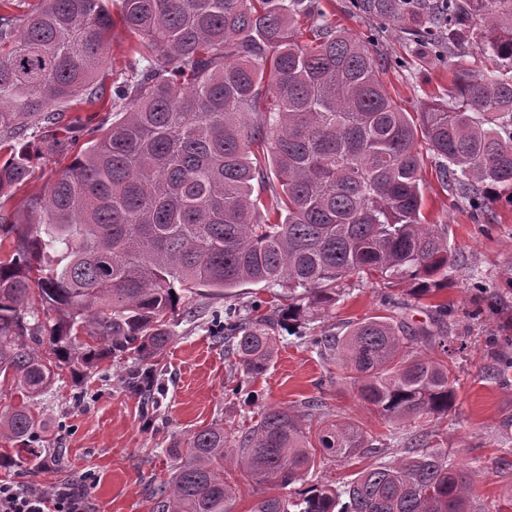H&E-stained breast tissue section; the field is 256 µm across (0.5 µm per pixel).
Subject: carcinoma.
<instances>
[{
	"mask_svg": "<svg viewBox=\"0 0 512 512\" xmlns=\"http://www.w3.org/2000/svg\"><path fill=\"white\" fill-rule=\"evenodd\" d=\"M12 4L0 0L1 133L19 137L79 96L93 102L110 6L139 46L112 80L109 126L75 115L52 143H24L0 164L1 196L43 151L66 155L87 135L28 198L25 224L0 225V380L21 393L0 404V438L40 442L34 399L65 368L132 355L129 387L151 397L181 299L247 284L286 288L288 303L215 314L245 374L267 370L288 326L342 365L384 421L448 418V337L410 325L391 297L341 336L301 327L353 277L416 297L448 284L447 233L423 223L418 139L472 210L512 189V0H359L372 18L407 24L410 57L448 66V104L415 116L388 96L369 41L336 28L322 0H41L25 15ZM473 43L491 65L441 51ZM380 442L313 403L269 406L248 429L194 432L157 509L233 512L228 467L284 489L307 481L320 455L373 462L340 486L264 496L253 512H472L478 469H458L422 434L397 462L381 461Z\"/></svg>",
	"mask_w": 512,
	"mask_h": 512,
	"instance_id": "cac0c4a2",
	"label": "carcinoma"
}]
</instances>
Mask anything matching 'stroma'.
I'll use <instances>...</instances> for the list:
<instances>
[{"mask_svg": "<svg viewBox=\"0 0 512 512\" xmlns=\"http://www.w3.org/2000/svg\"><path fill=\"white\" fill-rule=\"evenodd\" d=\"M337 28L371 38L387 94L406 112L426 102L448 98L449 73L431 63L405 64L408 41L402 23L380 24L356 9L354 0H323ZM134 38L115 27L97 85L110 91L116 74L132 62ZM66 164L42 154L27 183L14 189L0 209L20 220L27 199L45 189ZM423 214L427 223L448 230V247L460 255L447 288L417 298L398 292L411 325H436L454 347L457 374L452 424H427L431 444L453 453L456 463H480L474 479L481 512L512 493V469L497 466L499 421L512 413V376L490 379L501 352L512 353V193L501 192L488 211L477 214L455 201L442 184L438 163L423 170ZM336 307L309 325L344 334L349 322L383 313L382 286L348 281ZM285 290L246 285L226 296L207 292L180 305L170 328L171 342L158 358L164 390L157 396L158 415L148 418L139 396L128 387L133 360L103 362L79 376L64 375L50 392L37 397L46 427L37 458L15 463L13 444L0 440V479L19 487L52 490L80 487L89 512H156L153 490L166 483L180 464V450L192 433L212 423L234 428L256 424L270 405L304 407L316 400L321 409L366 430L385 432L381 419L361 399L356 386L336 364L323 361L302 340L280 330L275 356L260 375H245L212 326L214 313L226 305L249 313L256 299L284 303ZM447 304L448 317L435 322V307Z\"/></svg>", "mask_w": 512, "mask_h": 512, "instance_id": "stroma-1", "label": "stroma"}]
</instances>
